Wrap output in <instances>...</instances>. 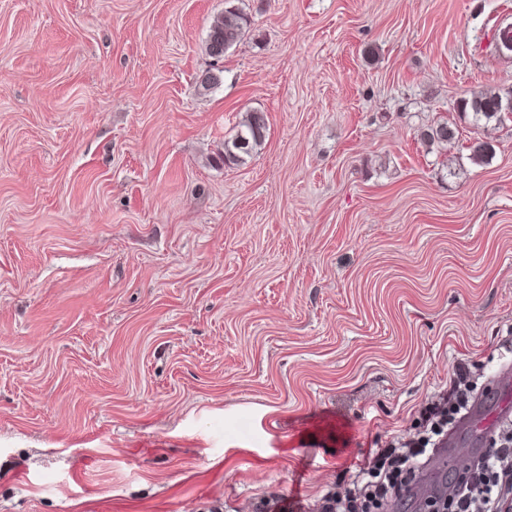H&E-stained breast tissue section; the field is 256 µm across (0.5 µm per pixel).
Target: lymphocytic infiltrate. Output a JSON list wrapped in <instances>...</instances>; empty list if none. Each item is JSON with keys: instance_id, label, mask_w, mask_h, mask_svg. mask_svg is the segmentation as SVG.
I'll use <instances>...</instances> for the list:
<instances>
[{"instance_id": "f902f5d3", "label": "lymphocytic infiltrate", "mask_w": 512, "mask_h": 512, "mask_svg": "<svg viewBox=\"0 0 512 512\" xmlns=\"http://www.w3.org/2000/svg\"><path fill=\"white\" fill-rule=\"evenodd\" d=\"M468 377L465 366H456L440 400L424 408L420 436L396 439L369 452L358 463L351 488L326 493L319 512H379L389 500L401 497L449 427L468 410ZM489 445V451L449 485L448 512H512V421L499 425Z\"/></svg>"}]
</instances>
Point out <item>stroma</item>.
I'll return each mask as SVG.
<instances>
[{"mask_svg": "<svg viewBox=\"0 0 512 512\" xmlns=\"http://www.w3.org/2000/svg\"><path fill=\"white\" fill-rule=\"evenodd\" d=\"M494 20L512 0H0V512H317L454 366L496 385L512 121L457 108L512 93ZM250 110L264 143L216 165ZM249 24L248 16L240 9H226L212 20L206 40V51L219 61L224 53L237 45Z\"/></svg>", "mask_w": 512, "mask_h": 512, "instance_id": "1", "label": "stroma"}]
</instances>
